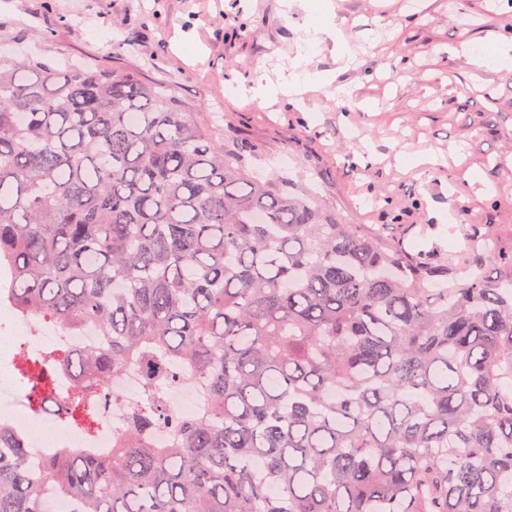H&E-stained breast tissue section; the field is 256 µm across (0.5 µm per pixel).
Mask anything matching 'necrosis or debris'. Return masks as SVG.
<instances>
[{
	"mask_svg": "<svg viewBox=\"0 0 512 512\" xmlns=\"http://www.w3.org/2000/svg\"><path fill=\"white\" fill-rule=\"evenodd\" d=\"M97 341L96 332L90 328L70 331L55 322L26 320L12 310L0 309V423L25 434L32 468H40L47 453L63 448L111 449L112 432L122 426L124 414L104 404L99 427L92 435L62 423L61 407L76 401L77 394L69 376L59 371L52 374V395L45 399L40 412H33L36 383L20 374V356L36 359L50 348H78Z\"/></svg>",
	"mask_w": 512,
	"mask_h": 512,
	"instance_id": "necrosis-or-debris-1",
	"label": "necrosis or debris"
}]
</instances>
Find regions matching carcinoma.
Here are the masks:
<instances>
[{
    "label": "carcinoma",
    "mask_w": 512,
    "mask_h": 512,
    "mask_svg": "<svg viewBox=\"0 0 512 512\" xmlns=\"http://www.w3.org/2000/svg\"><path fill=\"white\" fill-rule=\"evenodd\" d=\"M0 269L16 311L100 336L20 363L72 377L64 421L127 411L112 450L37 479L0 424V512H512V252L491 232L462 269L422 261L247 172L138 71L15 50ZM129 368L135 402L108 391ZM168 399L173 410L182 416L193 413L201 403L198 391L188 385L172 387Z\"/></svg>",
    "instance_id": "carcinoma-1"
}]
</instances>
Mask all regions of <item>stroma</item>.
I'll list each match as a JSON object with an SVG mask.
<instances>
[{
	"mask_svg": "<svg viewBox=\"0 0 512 512\" xmlns=\"http://www.w3.org/2000/svg\"><path fill=\"white\" fill-rule=\"evenodd\" d=\"M512 24V0H0V42L134 68L192 105L248 167L274 161L335 212L435 262L495 229L512 250V68H479ZM323 79L303 108L225 94L234 74H285L305 30ZM429 153L439 166H403Z\"/></svg>",
	"mask_w": 512,
	"mask_h": 512,
	"instance_id": "stroma-1",
	"label": "stroma"
}]
</instances>
